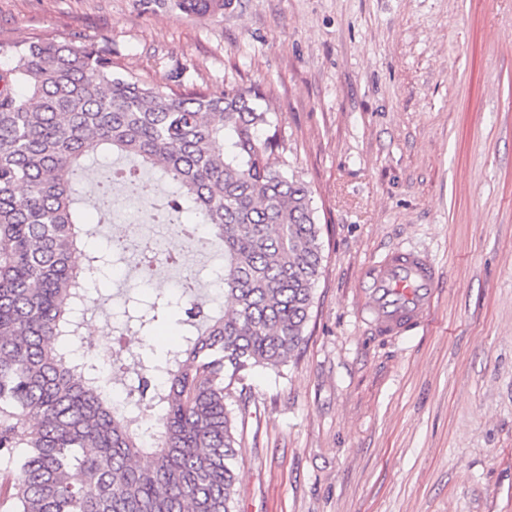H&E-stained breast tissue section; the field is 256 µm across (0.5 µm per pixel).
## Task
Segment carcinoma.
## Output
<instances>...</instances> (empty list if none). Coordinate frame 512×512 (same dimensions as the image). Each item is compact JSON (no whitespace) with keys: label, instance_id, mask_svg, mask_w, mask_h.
<instances>
[{"label":"carcinoma","instance_id":"1","mask_svg":"<svg viewBox=\"0 0 512 512\" xmlns=\"http://www.w3.org/2000/svg\"><path fill=\"white\" fill-rule=\"evenodd\" d=\"M175 5L204 15L224 0ZM1 58L0 512H236L228 386L299 350L324 260L309 187L288 173L277 133L260 134L263 95L162 91L113 69L105 45L0 42ZM98 154L160 170L175 185L160 221L224 253V311L166 293L132 301L139 332L186 305L182 342L161 358L117 354L106 376L74 349L104 266L71 263L90 235L80 192ZM94 176L103 216L111 184L143 189L137 168L114 161ZM114 380L119 405L104 389Z\"/></svg>","mask_w":512,"mask_h":512}]
</instances>
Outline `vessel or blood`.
<instances>
[{"label":"vessel or blood","mask_w":512,"mask_h":512,"mask_svg":"<svg viewBox=\"0 0 512 512\" xmlns=\"http://www.w3.org/2000/svg\"><path fill=\"white\" fill-rule=\"evenodd\" d=\"M438 280L426 257L401 249L389 252L371 270L365 285L367 310L377 330L396 336L423 326Z\"/></svg>","instance_id":"vessel-or-blood-1"}]
</instances>
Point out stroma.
Returning a JSON list of instances; mask_svg holds the SVG:
<instances>
[{
	"label": "stroma",
	"instance_id": "obj_1",
	"mask_svg": "<svg viewBox=\"0 0 512 512\" xmlns=\"http://www.w3.org/2000/svg\"><path fill=\"white\" fill-rule=\"evenodd\" d=\"M109 43L116 68L167 89L257 85L288 169L311 189L324 262L304 341L226 404L247 405L237 512H512V0H0V42ZM137 261L94 296L104 350L172 349L179 315L123 332ZM438 266L427 323L380 336L363 288L390 250Z\"/></svg>",
	"mask_w": 512,
	"mask_h": 512
}]
</instances>
